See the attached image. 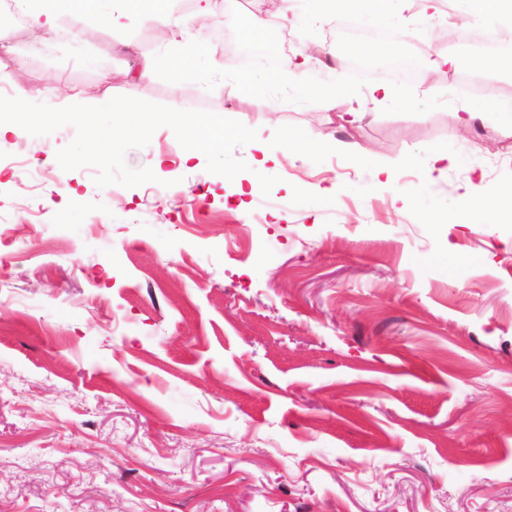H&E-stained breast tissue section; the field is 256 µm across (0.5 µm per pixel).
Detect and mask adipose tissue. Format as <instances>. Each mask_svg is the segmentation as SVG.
<instances>
[{
	"label": "adipose tissue",
	"mask_w": 512,
	"mask_h": 512,
	"mask_svg": "<svg viewBox=\"0 0 512 512\" xmlns=\"http://www.w3.org/2000/svg\"><path fill=\"white\" fill-rule=\"evenodd\" d=\"M172 0H41L39 7L29 10L32 26L47 33H56L62 18L68 16H106L115 27L130 26L141 13L177 25L171 9ZM512 216V186L494 188L482 197L464 196L459 211L450 215L449 224L461 225L479 219L483 224L500 223L503 216Z\"/></svg>",
	"instance_id": "obj_1"
}]
</instances>
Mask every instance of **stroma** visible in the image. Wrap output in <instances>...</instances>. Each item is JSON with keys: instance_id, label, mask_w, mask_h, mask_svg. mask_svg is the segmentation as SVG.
<instances>
[{"instance_id": "35a3bbf8", "label": "stroma", "mask_w": 512, "mask_h": 512, "mask_svg": "<svg viewBox=\"0 0 512 512\" xmlns=\"http://www.w3.org/2000/svg\"><path fill=\"white\" fill-rule=\"evenodd\" d=\"M237 3L182 37L220 69L238 64L219 41ZM61 26L0 15V86L29 111L75 87L220 113L279 163L230 180L161 127L125 155L155 181L100 189L57 162L73 127L0 140V512H512V221L441 222L512 183V134L457 119L479 93L439 106L373 77L389 101L330 108L210 91L139 76L171 41L151 16ZM444 146L460 165L428 177ZM33 157L43 180L17 182ZM351 154L357 163L368 169L371 180L373 182H381L382 176H385L387 183L391 182L390 172L386 168L378 166L372 161L374 157L373 151L366 149H362L361 151L357 149H351Z\"/></svg>"}]
</instances>
